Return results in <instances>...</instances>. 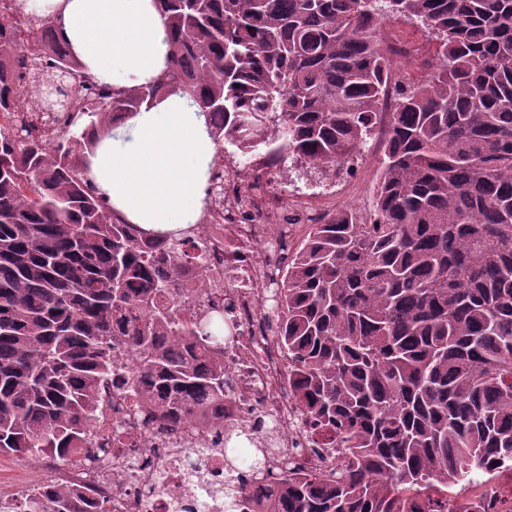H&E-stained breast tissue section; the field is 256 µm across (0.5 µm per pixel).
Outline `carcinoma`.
<instances>
[{
    "label": "carcinoma",
    "mask_w": 512,
    "mask_h": 512,
    "mask_svg": "<svg viewBox=\"0 0 512 512\" xmlns=\"http://www.w3.org/2000/svg\"><path fill=\"white\" fill-rule=\"evenodd\" d=\"M169 62L140 86H101L50 21L0 0V454L89 464L99 393L147 424L224 405V318L179 292L206 287L200 229L120 219L83 158L128 114L173 91L214 141L281 189L288 159L336 177L384 122L372 210L310 225L275 284L291 394L315 437L348 450L327 477L257 469L224 485L229 512H512L448 488L512 468V0H154ZM416 19L438 39L427 82L396 77L379 28ZM69 79V112L19 105ZM133 367L112 376L114 354ZM0 512H112L49 484Z\"/></svg>",
    "instance_id": "carcinoma-1"
}]
</instances>
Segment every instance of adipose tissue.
Instances as JSON below:
<instances>
[{
	"label": "adipose tissue",
	"instance_id": "ef3b65f1",
	"mask_svg": "<svg viewBox=\"0 0 512 512\" xmlns=\"http://www.w3.org/2000/svg\"><path fill=\"white\" fill-rule=\"evenodd\" d=\"M83 72L115 87L142 85L166 67L169 45L153 0H39ZM216 153L205 117L173 92L101 135L84 164L112 209L146 231L198 223Z\"/></svg>",
	"mask_w": 512,
	"mask_h": 512
}]
</instances>
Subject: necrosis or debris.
<instances>
[{
    "label": "necrosis or debris",
    "mask_w": 512,
    "mask_h": 512,
    "mask_svg": "<svg viewBox=\"0 0 512 512\" xmlns=\"http://www.w3.org/2000/svg\"><path fill=\"white\" fill-rule=\"evenodd\" d=\"M282 208V193L263 185L242 205L225 196L223 208L202 226L210 283L202 305L223 308L226 315L224 427L249 434L238 445V460L253 462L254 449L272 448L270 466L293 464L327 475L344 466L346 451L311 440L304 411L288 394L291 360L272 324L271 283L276 259L287 250ZM244 210L253 223L243 222ZM100 400L98 444L117 431L135 442V451L103 455L91 470L79 463L32 462L41 474L33 489L69 481L92 496L111 498L112 512H193L199 503L206 512H224V447L215 444L211 421L152 428L116 389L102 388Z\"/></svg>",
    "instance_id": "obj_1"
}]
</instances>
